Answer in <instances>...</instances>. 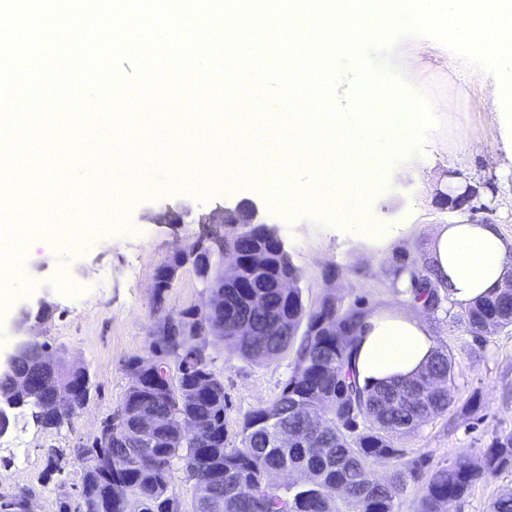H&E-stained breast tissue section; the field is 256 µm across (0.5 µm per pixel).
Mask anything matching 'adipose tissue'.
I'll return each instance as SVG.
<instances>
[{"instance_id": "adipose-tissue-1", "label": "adipose tissue", "mask_w": 512, "mask_h": 512, "mask_svg": "<svg viewBox=\"0 0 512 512\" xmlns=\"http://www.w3.org/2000/svg\"><path fill=\"white\" fill-rule=\"evenodd\" d=\"M432 278L451 302L468 307L493 295L512 276V243L496 225L463 220L442 225L432 244ZM437 345L428 323L408 310L370 314L356 350L363 385L417 375Z\"/></svg>"}]
</instances>
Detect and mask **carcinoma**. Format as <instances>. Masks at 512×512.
<instances>
[{
  "instance_id": "obj_1",
  "label": "carcinoma",
  "mask_w": 512,
  "mask_h": 512,
  "mask_svg": "<svg viewBox=\"0 0 512 512\" xmlns=\"http://www.w3.org/2000/svg\"><path fill=\"white\" fill-rule=\"evenodd\" d=\"M258 249L266 262L259 273L246 265ZM230 252L240 260L239 282H215L211 310L199 315L185 309L176 327L193 328L206 321L225 349L251 362L271 361L290 349L288 380L273 401L243 416L240 445L229 448L224 381L214 369V358L200 352L192 365L168 378L166 368L181 361L188 338L154 329L151 349L164 368L130 361L131 384L118 412L136 415L152 409L165 427L154 447L142 448L130 418L112 438V447L83 450L81 461L91 454L109 458L111 464L107 469L83 465L75 512H124V502L108 496L111 485H122L139 498L141 512H177L169 508L176 460L183 462L195 487L193 512H400L410 486L421 490L418 512H446L449 502L466 496L476 483L512 467V431L496 435L479 455L462 453L446 466H432L425 457L408 453L406 438L448 412L452 402L454 372L448 350L436 351L416 379L362 386L352 360L365 310L345 307L335 296L307 308L301 289L284 293L275 287L281 273L300 271L255 225L232 241ZM405 273L412 304L435 316L448 296L433 284L432 267L391 271L396 279ZM460 321L481 348L489 333L512 326V298H481L464 309ZM47 348L33 339L15 372L0 378V398L30 406L36 422L57 428L83 413L92 384L69 406L56 407L37 363ZM317 414L329 421L326 428L312 427L311 417ZM188 421L195 422L197 434L184 440L178 430ZM279 429L293 436L285 447L275 445ZM378 460L395 462L383 482L372 472ZM279 468L296 475V481L274 484L271 473Z\"/></svg>"
}]
</instances>
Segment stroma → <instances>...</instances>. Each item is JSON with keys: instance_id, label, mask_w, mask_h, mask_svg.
<instances>
[{"instance_id": "obj_1", "label": "stroma", "mask_w": 512, "mask_h": 512, "mask_svg": "<svg viewBox=\"0 0 512 512\" xmlns=\"http://www.w3.org/2000/svg\"><path fill=\"white\" fill-rule=\"evenodd\" d=\"M418 54L420 73L407 81L411 97L437 104L435 124L419 147L403 144L387 155L361 223L394 229V236L375 244L349 233L347 208L333 205L317 215L295 209L286 199L268 201V187L251 180L233 186L226 180L231 161L219 156V181L208 195L186 183L179 155L156 173L147 163L123 176L113 199L91 197L81 190L57 224L63 228L55 245L37 248L34 259L9 273V304L0 314V353L11 351L15 322L52 351L85 367L91 377V399L84 412L62 428L38 425L28 408L12 411V424L0 436V497L27 491L34 512H59L61 502L76 503L82 478L80 449L96 440L101 421L122 404L131 383L125 365L131 358L151 356L152 330L160 316L201 304V288L192 267L180 269L162 306L154 304L157 268L174 252L193 243L200 215L238 201H253L275 227L301 272L306 305L324 296L341 297L373 311L409 307L402 286L389 271L430 261V244L440 225L457 221V213L440 209L438 185L449 177L479 188L475 210L466 219L498 225L512 241V154L495 138L487 102L493 78L471 82L453 51L428 37L406 35L396 42L389 64L399 68L402 55ZM414 166L418 178L406 181L400 169ZM184 212L180 224L163 223L168 210ZM460 307L445 306L430 328L438 347L447 348L454 365L452 403L443 416L407 439L412 455L432 463L455 461L462 451L478 453L494 436L512 430V327L489 335L475 349L464 333ZM215 370L228 400V445L239 443L243 416L273 401L292 371L293 354L253 363L219 349ZM512 488V468L477 483L449 512H489L496 496Z\"/></svg>"}]
</instances>
